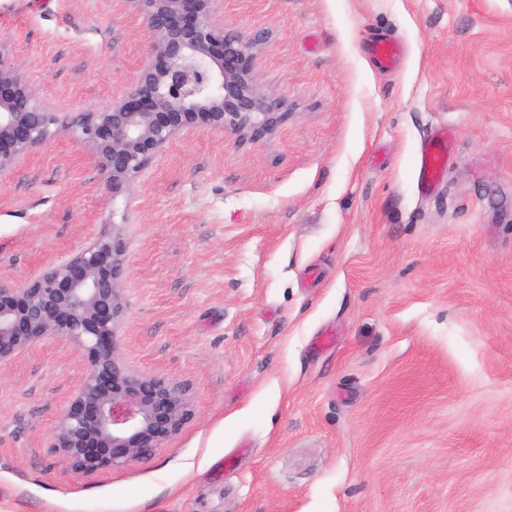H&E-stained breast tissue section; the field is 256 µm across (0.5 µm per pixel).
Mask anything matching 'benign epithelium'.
Returning <instances> with one entry per match:
<instances>
[{"label":"benign epithelium","mask_w":512,"mask_h":512,"mask_svg":"<svg viewBox=\"0 0 512 512\" xmlns=\"http://www.w3.org/2000/svg\"><path fill=\"white\" fill-rule=\"evenodd\" d=\"M132 2L148 19L151 53L126 96L104 110L60 118L34 102L18 66L0 51V175L44 144L53 126L75 134L99 158L114 196L197 121L242 141L277 131L284 101L266 92L253 71L262 35L216 27V0ZM122 255L114 232L28 282L0 275V365L50 336L67 339L86 359L49 445L72 473L156 456L192 412L184 385L135 372L124 360L117 341L127 310Z\"/></svg>","instance_id":"benign-epithelium-1"}]
</instances>
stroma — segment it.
<instances>
[{
  "instance_id": "stroma-1",
  "label": "stroma",
  "mask_w": 512,
  "mask_h": 512,
  "mask_svg": "<svg viewBox=\"0 0 512 512\" xmlns=\"http://www.w3.org/2000/svg\"><path fill=\"white\" fill-rule=\"evenodd\" d=\"M213 21L264 33L274 135L182 130L118 195L66 132L0 176V275L119 231L123 356L193 415L150 460L63 473L50 430L85 360L37 343L0 365V512H512V0H216ZM151 43L132 0H0V51L71 117L125 97ZM372 54L384 69L392 68L401 54L400 45L392 40H380L372 46ZM447 142L448 131L440 129L423 145L418 176L419 184L423 188L434 186L441 178L447 163Z\"/></svg>"
}]
</instances>
